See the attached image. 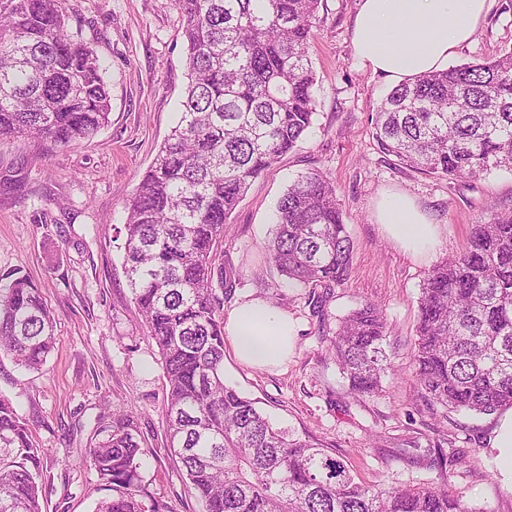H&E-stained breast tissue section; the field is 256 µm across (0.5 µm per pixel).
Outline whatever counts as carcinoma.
<instances>
[{
    "mask_svg": "<svg viewBox=\"0 0 512 512\" xmlns=\"http://www.w3.org/2000/svg\"><path fill=\"white\" fill-rule=\"evenodd\" d=\"M188 83L181 117L126 198L123 269L163 360L168 447L206 512H478L443 483L355 481L332 449L291 436L224 382L221 247L250 183L314 125L310 56L321 0H172ZM106 65L69 28L61 0H0V139L69 147L109 122ZM380 150L430 175L512 169V49L414 77L372 114ZM267 263L312 289L348 276L353 243L336 187L319 171L279 199ZM55 318L19 272L0 275V353L40 370ZM381 308L338 319L330 352L358 396L382 392L394 366ZM430 409L512 407V212L472 228L466 248L428 271L410 350ZM85 460L112 497L96 512H171L142 487L131 416L103 428ZM13 401L0 395V512H42L40 459Z\"/></svg>",
    "mask_w": 512,
    "mask_h": 512,
    "instance_id": "carcinoma-1",
    "label": "carcinoma"
}]
</instances>
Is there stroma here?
<instances>
[{
  "mask_svg": "<svg viewBox=\"0 0 512 512\" xmlns=\"http://www.w3.org/2000/svg\"><path fill=\"white\" fill-rule=\"evenodd\" d=\"M108 64V126L66 148H23L0 140V274L19 271L40 287L58 341L40 371L0 356V395L10 397L44 453L43 512H94L111 492L84 463L85 448L106 426L105 408L133 416L145 449L140 475L149 495L171 512H204L188 494L165 434L166 377L155 343L131 299L122 269L124 201L178 121L186 85L181 22L171 0H64ZM358 0H322L312 45L316 121L298 147L252 183L233 212L223 263L235 281L225 308L262 299L297 325L280 365L241 364L224 350V380L259 400L280 428L335 448L357 480L397 485L444 481L476 512H512V485L491 446L500 414H434L415 390L410 348L428 270L459 253L472 225L512 212V171L438 179L401 166L372 134L371 114L390 86L361 69L350 41ZM512 48V0L488 11L452 64L491 59ZM318 170L335 184L354 243L347 280L323 289L322 312L309 289L289 286L265 262L277 202L298 175ZM388 192L410 196L438 226L428 256L394 241L376 220ZM372 302L389 326L386 349L396 372L373 397L352 393L328 352L338 319ZM442 446L439 475L416 450Z\"/></svg>",
  "mask_w": 512,
  "mask_h": 512,
  "instance_id": "obj_1",
  "label": "stroma"
}]
</instances>
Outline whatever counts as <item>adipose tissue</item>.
Listing matches in <instances>:
<instances>
[{
    "instance_id": "adipose-tissue-1",
    "label": "adipose tissue",
    "mask_w": 512,
    "mask_h": 512,
    "mask_svg": "<svg viewBox=\"0 0 512 512\" xmlns=\"http://www.w3.org/2000/svg\"><path fill=\"white\" fill-rule=\"evenodd\" d=\"M487 0H359L352 53L362 69L398 85L446 69L448 60L474 36ZM378 221L408 251L426 255L438 229L413 200L401 193L384 195ZM224 333L236 358L264 368L285 360L291 349L293 323L287 313L261 300L233 307Z\"/></svg>"
}]
</instances>
